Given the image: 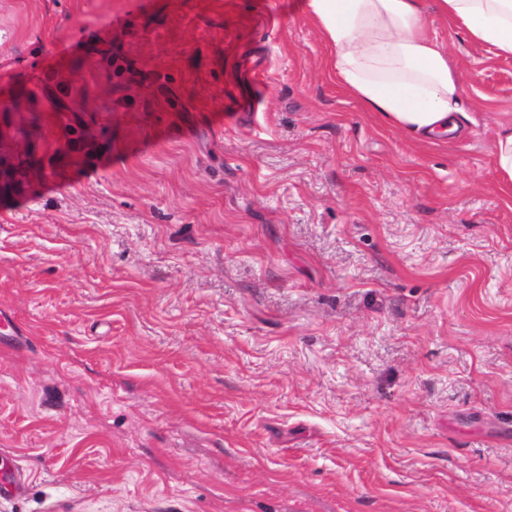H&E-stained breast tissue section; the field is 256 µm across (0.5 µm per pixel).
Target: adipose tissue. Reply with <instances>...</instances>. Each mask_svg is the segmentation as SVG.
I'll return each instance as SVG.
<instances>
[{
    "label": "adipose tissue",
    "instance_id": "ef3b65f1",
    "mask_svg": "<svg viewBox=\"0 0 512 512\" xmlns=\"http://www.w3.org/2000/svg\"><path fill=\"white\" fill-rule=\"evenodd\" d=\"M340 91L418 139L458 130L463 95L429 12L512 57V0H305Z\"/></svg>",
    "mask_w": 512,
    "mask_h": 512
}]
</instances>
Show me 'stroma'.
I'll use <instances>...</instances> for the list:
<instances>
[{"label":"stroma","mask_w":512,"mask_h":512,"mask_svg":"<svg viewBox=\"0 0 512 512\" xmlns=\"http://www.w3.org/2000/svg\"><path fill=\"white\" fill-rule=\"evenodd\" d=\"M429 20L421 142L302 0H0V512H512V58ZM495 158L503 179L512 187V126L499 134Z\"/></svg>","instance_id":"35a3bbf8"}]
</instances>
